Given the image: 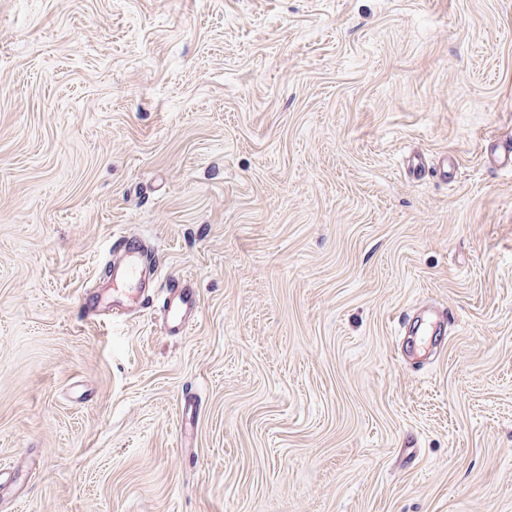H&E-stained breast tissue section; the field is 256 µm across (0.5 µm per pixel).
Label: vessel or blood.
<instances>
[{
    "label": "vessel or blood",
    "instance_id": "1",
    "mask_svg": "<svg viewBox=\"0 0 512 512\" xmlns=\"http://www.w3.org/2000/svg\"><path fill=\"white\" fill-rule=\"evenodd\" d=\"M114 242L112 280L107 288L83 295L80 301L83 311L109 312L121 318L143 306L156 290L163 296L162 312L167 328L184 332L196 311L194 291L174 280L157 281L154 268L142 263L140 235L124 233L116 236Z\"/></svg>",
    "mask_w": 512,
    "mask_h": 512
}]
</instances>
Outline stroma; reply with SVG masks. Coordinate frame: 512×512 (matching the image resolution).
Instances as JSON below:
<instances>
[{
    "label": "stroma",
    "mask_w": 512,
    "mask_h": 512,
    "mask_svg": "<svg viewBox=\"0 0 512 512\" xmlns=\"http://www.w3.org/2000/svg\"><path fill=\"white\" fill-rule=\"evenodd\" d=\"M505 139L512 0H0V512H512ZM117 250L113 252L112 280L105 289L83 295L80 307L84 312H112V318L127 316L140 308L155 293L163 295V320L171 332L183 333L196 311L194 291L187 284L174 280L156 285L155 268L142 263L143 238L138 234L123 233L114 238ZM154 288H158L153 291ZM153 291V293H151ZM145 305V304H144Z\"/></svg>",
    "instance_id": "obj_1"
}]
</instances>
